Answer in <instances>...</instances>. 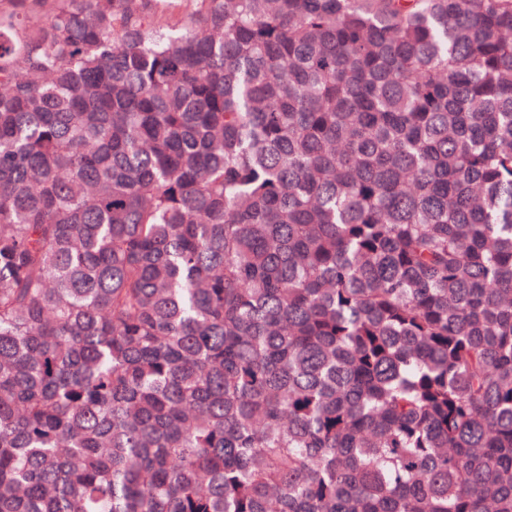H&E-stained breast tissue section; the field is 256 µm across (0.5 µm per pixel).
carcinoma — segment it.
Wrapping results in <instances>:
<instances>
[{
  "label": "carcinoma",
  "instance_id": "cac0c4a2",
  "mask_svg": "<svg viewBox=\"0 0 512 512\" xmlns=\"http://www.w3.org/2000/svg\"><path fill=\"white\" fill-rule=\"evenodd\" d=\"M0 512H512V0H0Z\"/></svg>",
  "mask_w": 512,
  "mask_h": 512
}]
</instances>
